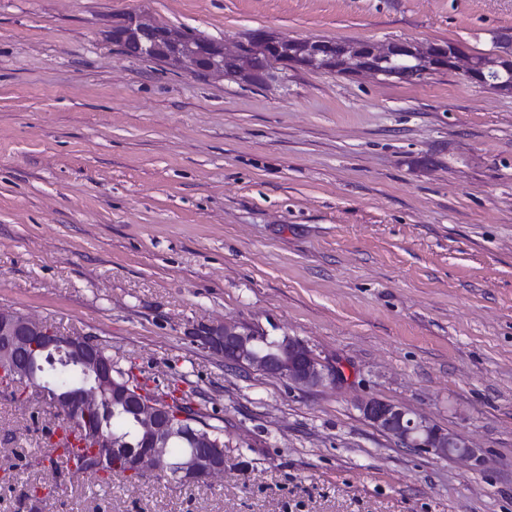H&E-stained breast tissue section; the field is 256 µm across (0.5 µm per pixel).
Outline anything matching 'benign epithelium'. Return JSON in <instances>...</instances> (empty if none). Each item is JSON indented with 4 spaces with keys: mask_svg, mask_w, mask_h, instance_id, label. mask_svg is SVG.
Listing matches in <instances>:
<instances>
[{
    "mask_svg": "<svg viewBox=\"0 0 512 512\" xmlns=\"http://www.w3.org/2000/svg\"><path fill=\"white\" fill-rule=\"evenodd\" d=\"M151 32L157 50L180 45L185 37L177 30H156L142 16L129 19L128 34ZM301 47L288 64L317 69L336 75L371 74L394 82H417L432 72L454 71L464 67L473 83L499 93L512 94V29L500 30L494 50L483 59L453 42L418 45L395 40L370 41L299 40ZM273 70L258 69L240 56L237 79L247 84L267 85ZM199 346L224 355V361L252 368L291 385L317 388L336 381L333 369L324 365L301 339L284 335L276 343L277 353L264 356L253 348V330L235 322L201 325L189 331ZM61 354L77 363L80 379L50 390L52 404L79 425L80 433H89L95 448H110L112 455L123 453L112 435L92 427L105 402L116 397L137 413L139 425L150 436L149 444L127 459L126 475L167 474L177 483L208 482L224 474V448L209 428H200L182 415L177 421L160 406L130 395L117 383L112 357L85 335L64 334L54 326L33 320L8 308H0V374L17 383L43 389V373L38 358ZM358 409L377 429L396 438L402 445L437 457H457L473 468L483 457L466 438L444 432L425 415L388 403L366 398ZM183 439L190 450L183 456L172 451V442Z\"/></svg>",
    "mask_w": 512,
    "mask_h": 512,
    "instance_id": "benign-epithelium-1",
    "label": "benign epithelium"
}]
</instances>
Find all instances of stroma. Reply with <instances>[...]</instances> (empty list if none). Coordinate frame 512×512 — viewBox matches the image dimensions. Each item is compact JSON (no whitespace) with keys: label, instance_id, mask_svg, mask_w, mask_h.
I'll use <instances>...</instances> for the list:
<instances>
[{"label":"stroma","instance_id":"stroma-1","mask_svg":"<svg viewBox=\"0 0 512 512\" xmlns=\"http://www.w3.org/2000/svg\"><path fill=\"white\" fill-rule=\"evenodd\" d=\"M139 15L218 42L478 54L512 0H0V307L224 426L214 482L58 486L59 417L0 384V512H512V94L294 67L260 89L125 54L112 28ZM222 320L299 337L341 377L230 366L188 334ZM369 397L484 466L404 447ZM358 409L377 429L396 438L407 448L437 457H457L472 468L483 463L477 448L466 438L443 432L423 414L373 397L361 400Z\"/></svg>","mask_w":512,"mask_h":512}]
</instances>
